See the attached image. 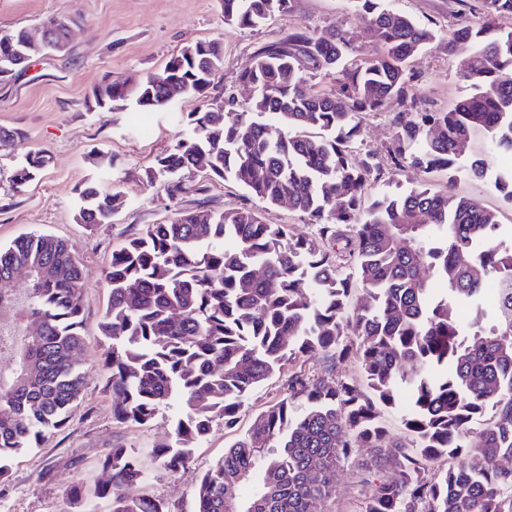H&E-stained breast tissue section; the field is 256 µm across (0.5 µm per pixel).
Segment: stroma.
<instances>
[{
	"label": "stroma",
	"instance_id": "35a3bbf8",
	"mask_svg": "<svg viewBox=\"0 0 512 512\" xmlns=\"http://www.w3.org/2000/svg\"><path fill=\"white\" fill-rule=\"evenodd\" d=\"M386 3L438 32L408 69L415 111L445 110L469 94L458 58L448 53V36L459 21L458 0ZM50 18L70 20L68 51L36 58L13 79L0 82V128L20 133L12 149L0 152V245L28 233H46L67 240L78 256L85 275L80 356L85 388L64 427L41 447L13 460L9 479L0 483V512H66V488L76 480L91 485L103 479L100 460L116 445L138 452L146 471L144 493L162 500L168 512H194L200 476L233 438L223 424H214L209 436L196 445L190 467L172 476L160 472L152 450L170 437L180 415L177 408L163 409L144 425L113 421L112 399L103 389L99 332L109 297L106 272L113 250L144 225L202 202L215 210L238 207L246 203L248 193L231 180L209 182L202 175L188 174L186 192L171 201L158 186L146 182L145 169L183 133L182 115L196 107L195 99H180L164 112H92L86 96L101 81L160 71L189 42L215 40L222 44L224 57L210 94L224 100L227 110L238 112L250 99L239 74L260 47L289 31L338 26L357 32L358 57H371L374 47L361 35L364 22L352 0H294L290 13L255 28L225 23L222 0H0V36L20 27L36 30ZM397 109L393 103L362 120L361 149L371 152L382 167L375 186L379 192L412 185L408 173L387 155L391 117ZM36 150L48 152L49 165L24 191H15L10 182L15 167ZM100 153L112 155L116 162L111 176L103 179L92 163ZM94 179L107 191L119 186L122 196L109 223L89 227L76 223L75 201L78 190ZM430 181L434 188H452L498 210L504 233L512 232V206L488 183L467 177L451 182L442 172ZM372 455L371 449H354L336 471L334 493L318 502L315 512H361L370 491L364 464Z\"/></svg>",
	"mask_w": 512,
	"mask_h": 512
}]
</instances>
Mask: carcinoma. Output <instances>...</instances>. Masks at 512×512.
Wrapping results in <instances>:
<instances>
[{
	"mask_svg": "<svg viewBox=\"0 0 512 512\" xmlns=\"http://www.w3.org/2000/svg\"><path fill=\"white\" fill-rule=\"evenodd\" d=\"M375 46L367 61L351 57L354 37L343 29H296L256 51L240 80L254 88L243 112H211L221 43L193 41L158 73L103 81L89 109L164 112L179 97L200 102L186 113V130L145 170L164 178L174 199L185 173L232 180L255 198L286 204L316 227L311 239L287 224H267L248 207L183 209L148 224L112 252L110 291L100 323L109 341L106 387L112 418L143 425L171 402L182 415L171 438L153 449L160 469L174 475L221 422L236 430L256 387L278 374L283 397L251 420L246 431L201 476L195 512H224L231 496L240 512H313L333 493L336 467L353 448L376 449L362 512H512V287L490 298L492 279L512 284V239L498 213L428 177L448 172L487 181L512 204V171L492 172L472 147L484 131L490 145L512 156V28L495 35L496 18L512 17V0H477L482 24L448 35V54L461 58L473 93L445 112H395L389 150L394 165L421 176L408 190L370 195L380 180L374 155L357 156L362 115L392 101L407 108L410 60L436 31L384 5L355 0ZM224 19L260 25L291 10L292 0H223ZM51 39L34 42L26 28L0 36V56L44 55L67 41V23H43ZM336 73V90L313 89L305 72ZM50 156L38 151L14 170L16 191L37 179ZM119 187L96 182L78 193L75 221H111ZM36 265L21 300L28 328L0 326L21 336L18 371L0 383V480L10 461L61 429L85 384L79 355L83 269L72 247L30 233L0 246V274ZM468 309L473 320L458 313ZM322 354L327 372L358 363L359 380L313 376L307 358ZM397 411L413 445L388 441L382 408ZM105 478L70 485L76 512H167L164 502L135 492L145 480L140 456L115 446L100 460ZM252 482L251 498L240 485Z\"/></svg>",
	"mask_w": 512,
	"mask_h": 512,
	"instance_id": "cac0c4a2",
	"label": "carcinoma"
}]
</instances>
